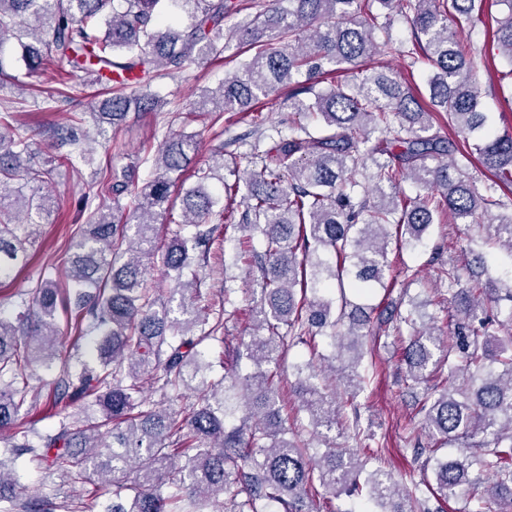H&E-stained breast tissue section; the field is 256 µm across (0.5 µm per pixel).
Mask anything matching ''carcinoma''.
Wrapping results in <instances>:
<instances>
[{
	"mask_svg": "<svg viewBox=\"0 0 512 512\" xmlns=\"http://www.w3.org/2000/svg\"><path fill=\"white\" fill-rule=\"evenodd\" d=\"M483 0H273L253 18L224 32V19L238 13L234 0H0V78L7 63H23L26 73L67 64L84 73L83 88L105 83L94 113L97 123L117 125L129 111L154 112L161 103L152 81L220 57L231 40L253 52L241 69L205 91L199 106L212 111L255 112L259 101L278 86L290 87L293 119L288 131L271 128L242 155L229 183L224 151L197 166L195 136L167 133L156 155H146L153 178L129 190L130 171L99 172L83 183L78 225L71 238L65 284L41 278L33 296L11 315L0 311V432L12 435L0 451V503L3 512L23 506L24 488L4 454L47 460L49 475L76 484L96 481L112 487L102 512H207L208 502L227 496L228 512H314L306 500L317 487L331 495H355L360 484L383 512H430L429 499L398 495L391 474L365 472L368 459L354 451L330 448L320 456L296 437L279 414L278 367L292 348L326 330L333 361L346 386L365 390L357 372L364 357L362 337L378 306L354 318L345 293L369 299L388 290L391 237L412 252L425 245L424 234L436 216L448 213L454 224L487 223L499 246L512 256V133L486 126L477 60L490 59L485 47L463 48L464 27L480 21ZM502 10L491 27L492 42L512 64V0H496ZM188 14L180 26L169 9ZM408 22L411 39L395 40L391 18ZM396 54L413 67L433 69L429 104H422L390 70L364 68L375 56ZM344 70L352 78L317 88L325 76ZM66 81L47 92L44 103L72 97ZM448 117L441 134L435 113ZM84 114L75 112L57 130L69 147L59 165L79 171L94 158L85 142ZM14 115L0 108V280L26 259L38 223L18 219L36 211L48 219L55 207L54 168L37 162L29 135L13 126ZM272 145L264 149L265 140ZM475 159L490 174L481 184L456 155ZM191 171L193 182L182 175ZM366 174L363 184L357 176ZM233 200L241 196L238 223L264 238L258 260L261 299L239 355L256 371L227 385L207 381L197 346L218 339L224 312L202 304V281L190 252L214 240L212 217L230 221L233 212L218 207L212 181ZM419 189L405 195L400 182ZM32 186V194L23 186ZM179 188L181 219L172 216V188ZM130 196V203L122 199ZM177 225L164 251L156 246L159 225ZM152 260L177 283L164 297L144 285L142 266ZM462 268L448 262L453 328L447 335L407 311L408 328L401 361L405 380L421 386V429L433 440L423 461L435 485L431 494L460 498L484 485V499L500 502L496 512H512V333L500 334L494 308L512 302V285L501 278L462 281ZM337 284L339 300L324 294ZM77 337L97 336L98 361L77 366L61 357L59 315ZM59 366L47 399L75 411L60 414L56 430L39 433L33 411L42 394L30 386L29 372ZM448 368V381L438 380ZM302 407L314 428L340 422L338 396L312 383L315 362L296 366ZM151 379L164 395L185 398L198 392L192 409H143L142 383ZM242 409L239 424L227 419ZM94 417H80L84 410ZM35 435L33 442L29 435ZM464 448L453 459L440 448ZM136 473V492L124 500L125 474ZM366 478H361L362 473Z\"/></svg>",
	"mask_w": 512,
	"mask_h": 512,
	"instance_id": "obj_1",
	"label": "carcinoma"
}]
</instances>
